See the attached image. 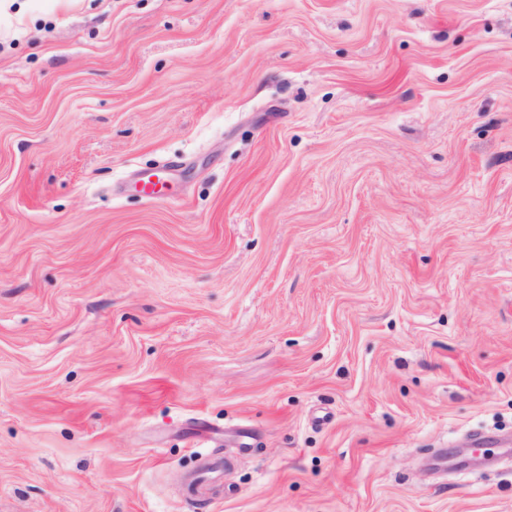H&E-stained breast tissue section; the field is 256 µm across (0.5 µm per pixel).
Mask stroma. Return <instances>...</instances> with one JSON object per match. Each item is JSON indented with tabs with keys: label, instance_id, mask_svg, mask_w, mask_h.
Segmentation results:
<instances>
[{
	"label": "stroma",
	"instance_id": "1",
	"mask_svg": "<svg viewBox=\"0 0 512 512\" xmlns=\"http://www.w3.org/2000/svg\"><path fill=\"white\" fill-rule=\"evenodd\" d=\"M31 4L0 512H512V461L425 463L512 435V0ZM224 459L214 451L200 456V469L197 476L186 484L187 500L195 502L209 495L211 486L221 478Z\"/></svg>",
	"mask_w": 512,
	"mask_h": 512
}]
</instances>
